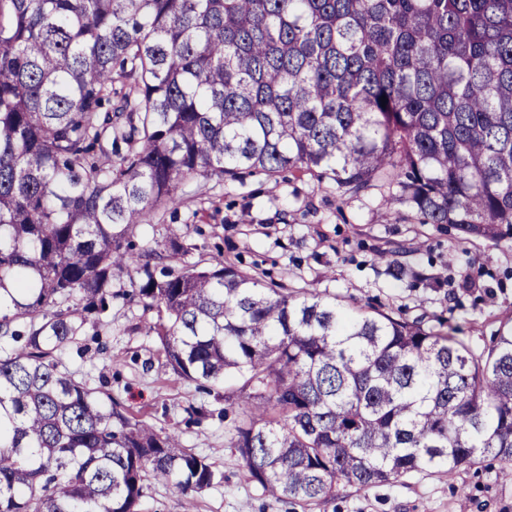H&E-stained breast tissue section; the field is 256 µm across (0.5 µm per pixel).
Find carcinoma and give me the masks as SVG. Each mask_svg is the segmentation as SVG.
I'll list each match as a JSON object with an SVG mask.
<instances>
[{
	"instance_id": "carcinoma-1",
	"label": "carcinoma",
	"mask_w": 512,
	"mask_h": 512,
	"mask_svg": "<svg viewBox=\"0 0 512 512\" xmlns=\"http://www.w3.org/2000/svg\"><path fill=\"white\" fill-rule=\"evenodd\" d=\"M285 170L501 237L512 0H0V512H139L153 482L192 512L223 479L58 357L130 267L173 374L239 383L216 398L263 494L311 503L488 457L512 478V325L477 352L130 240L190 177Z\"/></svg>"
}]
</instances>
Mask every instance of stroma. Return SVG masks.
<instances>
[{"instance_id":"35a3bbf8","label":"stroma","mask_w":512,"mask_h":512,"mask_svg":"<svg viewBox=\"0 0 512 512\" xmlns=\"http://www.w3.org/2000/svg\"><path fill=\"white\" fill-rule=\"evenodd\" d=\"M177 210L147 215L137 244L168 250V228L180 229L174 267L221 261L260 277L266 286L314 290L346 306L430 327L458 328L470 347L488 349L503 323H512V234L461 238L448 225L421 223L408 206L387 203L371 189L344 195L298 171L239 181L192 177ZM425 274L397 281L382 252ZM156 311L118 299L102 324L87 326L68 346L64 364L90 385L106 384L123 412L159 430L179 429L185 447L206 456L220 484L196 498L195 512H512V480L485 460L453 475L413 473L372 488L340 486L335 498L305 504L264 496L230 446L241 417L197 384L176 379L158 336ZM211 414L188 424L189 406Z\"/></svg>"}]
</instances>
